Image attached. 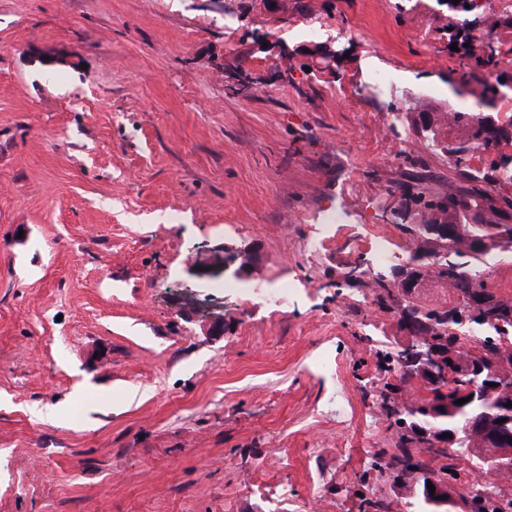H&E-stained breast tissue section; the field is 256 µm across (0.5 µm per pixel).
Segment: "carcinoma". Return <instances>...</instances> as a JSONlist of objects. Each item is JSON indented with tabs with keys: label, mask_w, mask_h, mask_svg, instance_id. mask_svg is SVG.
Wrapping results in <instances>:
<instances>
[{
	"label": "carcinoma",
	"mask_w": 512,
	"mask_h": 512,
	"mask_svg": "<svg viewBox=\"0 0 512 512\" xmlns=\"http://www.w3.org/2000/svg\"><path fill=\"white\" fill-rule=\"evenodd\" d=\"M450 14L448 35L465 38V66L468 73L462 75L464 83H477L479 102L493 106L497 100V87L503 79L512 78V70L501 65L507 51V36L512 35V16L499 19L482 15L480 23L490 30L487 37H476L463 15L481 9L477 0H459L453 4L446 0ZM450 126L462 127L465 134L460 139L442 147L443 154L453 166L466 172L469 184L454 191L442 193L435 190L423 177L401 185H387L384 193L392 197L400 195V201L392 210L396 224L408 236L409 260L419 261L411 268L398 265L389 273H377L364 280L365 272L345 280L354 288H364L373 296L372 304L393 314L400 327L410 325L424 340L435 347L459 349L463 356L483 353L498 357L512 351V299L492 291L479 270L485 252L477 249V243L486 239L493 249L512 251V226L500 227L503 207H512V201L498 200L489 196L488 188L504 181L512 182V154L501 147L512 145V121L496 125L479 112H451L446 116ZM495 153L486 166L471 167L477 152ZM434 278L448 287L456 296L454 302L427 305L417 300L405 281L416 284ZM380 384L375 387V403L379 419L383 420L390 435V448L382 449L369 462L366 473H372L382 484H392L405 476L416 478V472L425 471L441 484L456 485L472 495L479 486L477 479L484 478V487L503 489L512 481V471L492 464L486 455L512 453V447L504 448L480 433L467 434L463 426L471 420L493 414L498 418L512 419V414L501 412L500 401L512 398V369L506 370L496 380V386H483L474 390L473 376L459 373L442 384L425 381L414 369L407 368V350L380 349ZM470 401L457 405L462 398ZM435 412L432 422L444 433H455L458 440L453 447L460 449L456 458L467 462L458 469L446 464L438 468L432 463L448 457V453L435 448L421 435L420 421L425 408ZM360 485L368 495L362 497L363 512H380L381 500L375 495L377 488Z\"/></svg>",
	"instance_id": "carcinoma-1"
}]
</instances>
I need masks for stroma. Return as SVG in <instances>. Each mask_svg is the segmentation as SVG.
I'll return each instance as SVG.
<instances>
[{
  "mask_svg": "<svg viewBox=\"0 0 512 512\" xmlns=\"http://www.w3.org/2000/svg\"><path fill=\"white\" fill-rule=\"evenodd\" d=\"M447 22L444 0H0V512H359L389 441L375 350L409 334L343 273L376 271L366 225L408 247L385 186L465 183L395 148L431 117L461 135ZM245 245L287 305L228 288Z\"/></svg>",
  "mask_w": 512,
  "mask_h": 512,
  "instance_id": "35a3bbf8",
  "label": "stroma"
}]
</instances>
